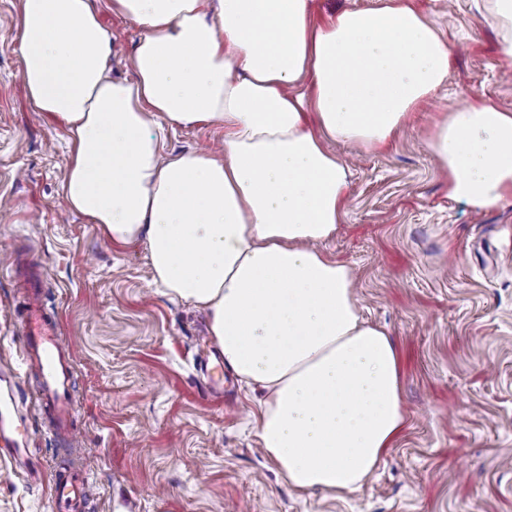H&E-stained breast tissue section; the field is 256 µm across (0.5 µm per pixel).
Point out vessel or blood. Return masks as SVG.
<instances>
[{
  "label": "vessel or blood",
  "instance_id": "b4317fda",
  "mask_svg": "<svg viewBox=\"0 0 512 512\" xmlns=\"http://www.w3.org/2000/svg\"><path fill=\"white\" fill-rule=\"evenodd\" d=\"M23 360L41 381L39 399L44 420L57 447H68L76 436L75 405L70 389L74 355L61 338L56 317L45 310L39 293H32L24 317ZM0 454L8 456L15 471L25 473L32 483L51 481V499L56 512H84L89 483L80 473L55 469L44 475L29 451V428L18 410L0 417Z\"/></svg>",
  "mask_w": 512,
  "mask_h": 512
}]
</instances>
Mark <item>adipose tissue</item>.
Wrapping results in <instances>:
<instances>
[{"instance_id":"ef3b65f1","label":"adipose tissue","mask_w":512,"mask_h":512,"mask_svg":"<svg viewBox=\"0 0 512 512\" xmlns=\"http://www.w3.org/2000/svg\"><path fill=\"white\" fill-rule=\"evenodd\" d=\"M97 3L21 4L29 100L72 147L69 209L113 243L146 240L154 283L208 311L225 364L265 393L256 433L290 487L360 489L406 416L396 344L322 249L351 177L329 145L387 146L446 82V40L409 0L321 23L310 0H107L144 29L129 81ZM204 124L223 158L164 151V127ZM427 147L449 198L512 202V112L471 102Z\"/></svg>"}]
</instances>
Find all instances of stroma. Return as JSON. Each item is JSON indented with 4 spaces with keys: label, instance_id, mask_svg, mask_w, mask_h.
Segmentation results:
<instances>
[{
    "label": "stroma",
    "instance_id": "stroma-1",
    "mask_svg": "<svg viewBox=\"0 0 512 512\" xmlns=\"http://www.w3.org/2000/svg\"><path fill=\"white\" fill-rule=\"evenodd\" d=\"M412 4L448 42V81L388 148L356 160L346 219L324 246L357 271L364 317L398 347L407 425L361 489L300 495L260 449L251 390L229 369L221 401L203 390L207 311L155 287L145 241L111 243L69 212L67 134L31 107L21 0H0V364L25 377L31 449L52 470L63 456L22 363L27 275L13 261L25 253L74 349L72 458L92 485L87 512H512V204L449 199L426 145L473 100L512 111V57L480 0ZM101 19L113 76L133 78L141 27L106 8ZM223 138L215 125L165 132L177 152ZM0 512H53L48 484L28 485L1 456Z\"/></svg>",
    "mask_w": 512,
    "mask_h": 512
}]
</instances>
